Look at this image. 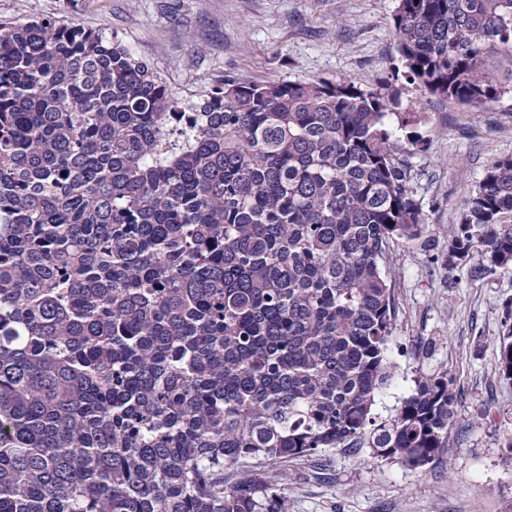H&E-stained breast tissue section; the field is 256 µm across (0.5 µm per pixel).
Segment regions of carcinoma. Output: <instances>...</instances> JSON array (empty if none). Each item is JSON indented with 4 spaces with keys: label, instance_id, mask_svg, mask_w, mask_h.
I'll return each mask as SVG.
<instances>
[{
    "label": "carcinoma",
    "instance_id": "1",
    "mask_svg": "<svg viewBox=\"0 0 512 512\" xmlns=\"http://www.w3.org/2000/svg\"><path fill=\"white\" fill-rule=\"evenodd\" d=\"M405 76L512 91V0H398ZM397 100L356 81L226 78L181 102L113 38L0 20V512H288L274 466L444 447L448 375L384 420L389 241L428 225ZM512 269V157L486 168L444 264ZM499 369L512 381V301Z\"/></svg>",
    "mask_w": 512,
    "mask_h": 512
}]
</instances>
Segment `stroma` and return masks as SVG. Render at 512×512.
<instances>
[{"label":"stroma","instance_id":"35a3bbf8","mask_svg":"<svg viewBox=\"0 0 512 512\" xmlns=\"http://www.w3.org/2000/svg\"><path fill=\"white\" fill-rule=\"evenodd\" d=\"M397 0H0V19L71 22L121 42L194 102L231 76L262 80L354 79L387 88L408 131L400 141L409 188L430 230L425 243L395 241L385 270L396 297L389 344L393 379L374 413L393 416L420 376L445 373L456 394L448 439L412 469L336 448L291 460L288 512H512V381L499 371L498 339L512 301V272L475 258L440 261L443 230L487 165L512 157V93L476 107L404 78L396 52Z\"/></svg>","mask_w":512,"mask_h":512}]
</instances>
